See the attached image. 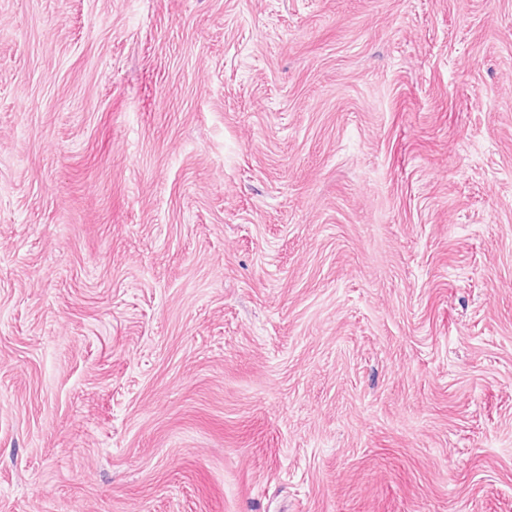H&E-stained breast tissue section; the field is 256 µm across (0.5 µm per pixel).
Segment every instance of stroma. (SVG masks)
Instances as JSON below:
<instances>
[{
  "label": "stroma",
  "instance_id": "stroma-1",
  "mask_svg": "<svg viewBox=\"0 0 512 512\" xmlns=\"http://www.w3.org/2000/svg\"><path fill=\"white\" fill-rule=\"evenodd\" d=\"M0 512H512V0H0Z\"/></svg>",
  "mask_w": 512,
  "mask_h": 512
}]
</instances>
